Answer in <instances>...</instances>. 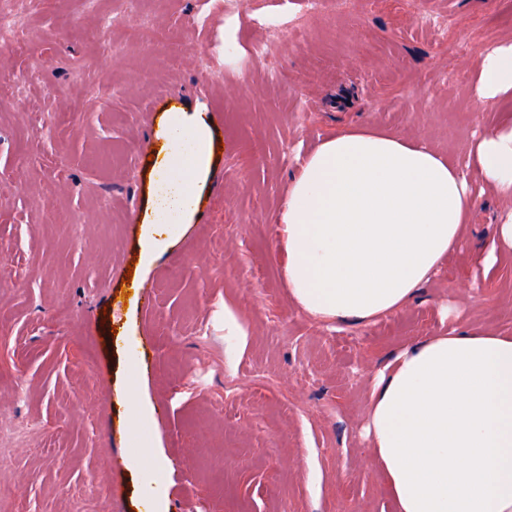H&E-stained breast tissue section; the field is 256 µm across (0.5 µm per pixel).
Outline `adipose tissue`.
<instances>
[{"label":"adipose tissue","mask_w":512,"mask_h":512,"mask_svg":"<svg viewBox=\"0 0 512 512\" xmlns=\"http://www.w3.org/2000/svg\"><path fill=\"white\" fill-rule=\"evenodd\" d=\"M477 69L476 95L493 105L512 91V43ZM209 145L202 113L168 124L146 261L195 213ZM472 169L512 201V123L485 133L463 166L364 126L321 137L298 156L276 217L290 299L336 325L374 323L406 305L464 237ZM367 436L395 512H512V334L452 330L407 344L375 378Z\"/></svg>","instance_id":"1"}]
</instances>
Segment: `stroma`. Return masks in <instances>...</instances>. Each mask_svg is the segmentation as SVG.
Segmentation results:
<instances>
[{
	"instance_id": "1",
	"label": "stroma",
	"mask_w": 512,
	"mask_h": 512,
	"mask_svg": "<svg viewBox=\"0 0 512 512\" xmlns=\"http://www.w3.org/2000/svg\"><path fill=\"white\" fill-rule=\"evenodd\" d=\"M224 2L130 14L123 0H14L0 51V512H145L159 479L168 512H394L365 435L375 372L451 327L512 333V254L490 276L480 266L512 216L491 193L440 272L374 324L336 329L294 306L275 224L295 155L343 126L421 138L462 164L512 120V92L490 108L475 93L479 54L512 42V0H239L230 21ZM106 16L111 55L97 45ZM160 27L177 63L145 42ZM172 94L207 114L216 152L196 213L149 266ZM228 307L246 336H225ZM140 400L168 401V417L139 429ZM142 437L170 463L162 478L129 468L150 455Z\"/></svg>"
}]
</instances>
